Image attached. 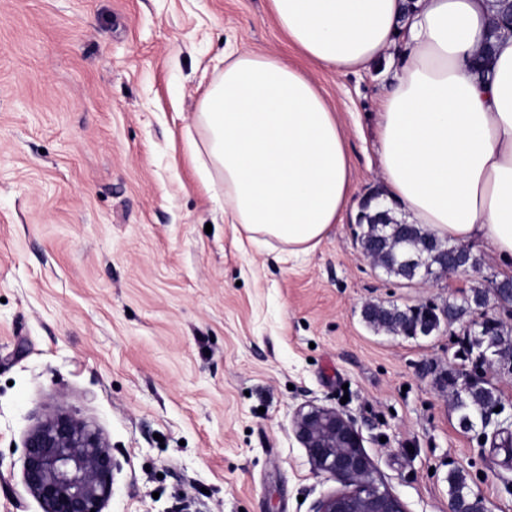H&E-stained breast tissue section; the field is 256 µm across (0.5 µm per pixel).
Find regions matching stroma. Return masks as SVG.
<instances>
[{
	"instance_id": "stroma-1",
	"label": "stroma",
	"mask_w": 512,
	"mask_h": 512,
	"mask_svg": "<svg viewBox=\"0 0 512 512\" xmlns=\"http://www.w3.org/2000/svg\"><path fill=\"white\" fill-rule=\"evenodd\" d=\"M297 61L267 0H0V512H41L23 440L64 408L119 462L104 512H312L337 487L291 421L344 407L409 512H449L461 472L512 512V454L461 424L439 379L471 369L464 322L430 336L369 327L490 289L478 270L427 286L364 255L355 211L287 256L224 218L188 148L231 50ZM346 138L354 197L382 194L384 67L305 64ZM365 320L374 326L383 327L395 335H406L402 327L404 318H411L414 315L412 308L402 309L398 306L384 307L380 305H368L364 308Z\"/></svg>"
}]
</instances>
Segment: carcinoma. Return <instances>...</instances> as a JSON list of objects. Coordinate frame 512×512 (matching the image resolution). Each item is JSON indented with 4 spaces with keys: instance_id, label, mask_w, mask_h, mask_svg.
Wrapping results in <instances>:
<instances>
[{
    "instance_id": "1",
    "label": "carcinoma",
    "mask_w": 512,
    "mask_h": 512,
    "mask_svg": "<svg viewBox=\"0 0 512 512\" xmlns=\"http://www.w3.org/2000/svg\"><path fill=\"white\" fill-rule=\"evenodd\" d=\"M361 246L365 254L380 258L389 276L408 282L420 277L423 270L434 274L445 261L454 260V252L450 250L453 243L436 238L419 224L385 223L378 235L365 231L361 237ZM407 256H420L424 263L420 266L410 265L404 262ZM486 297L487 291L474 288L461 300L448 302L443 315L450 323L460 321L469 314L474 302ZM413 315L412 309L398 306L368 305L364 308V318L369 324L383 327L395 335L406 334L402 321ZM471 350L494 362L508 360L512 358V332H504L490 341L478 336L471 341ZM451 396L462 420H483L493 414L500 404L499 398L485 382H460L452 387ZM448 483L451 499L457 502L463 500L468 504L477 503L475 493L470 490L463 475H450Z\"/></svg>"
}]
</instances>
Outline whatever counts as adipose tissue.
I'll list each match as a JSON object with an SVG mask.
<instances>
[{
  "label": "adipose tissue",
  "instance_id": "adipose-tissue-1",
  "mask_svg": "<svg viewBox=\"0 0 512 512\" xmlns=\"http://www.w3.org/2000/svg\"><path fill=\"white\" fill-rule=\"evenodd\" d=\"M268 0L289 45L336 73L367 68L405 36L381 103L384 193L395 222L442 240L483 238L512 266V34L496 47L490 82L471 61L490 0ZM190 148L224 186V215L253 241L298 255L314 249L350 205V162L334 109L287 60L236 51L205 94Z\"/></svg>",
  "mask_w": 512,
  "mask_h": 512
}]
</instances>
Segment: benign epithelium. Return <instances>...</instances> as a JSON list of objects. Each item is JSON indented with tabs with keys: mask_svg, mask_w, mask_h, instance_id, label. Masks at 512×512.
Returning a JSON list of instances; mask_svg holds the SVG:
<instances>
[{
	"mask_svg": "<svg viewBox=\"0 0 512 512\" xmlns=\"http://www.w3.org/2000/svg\"><path fill=\"white\" fill-rule=\"evenodd\" d=\"M468 256L469 249L457 248L453 263L436 276L468 272ZM492 295L499 315L486 314L487 300L476 305L478 318L469 323L468 334L491 337L512 329V290L496 281ZM417 312L410 335H432L438 324L435 307L421 306ZM292 431L314 469L340 483L316 502L313 512H409L379 475L345 410L302 405L293 414ZM23 448V484L41 512H103L117 463L102 435L76 413L58 409L45 415L27 432Z\"/></svg>",
	"mask_w": 512,
	"mask_h": 512,
	"instance_id": "obj_1",
	"label": "benign epithelium"
}]
</instances>
